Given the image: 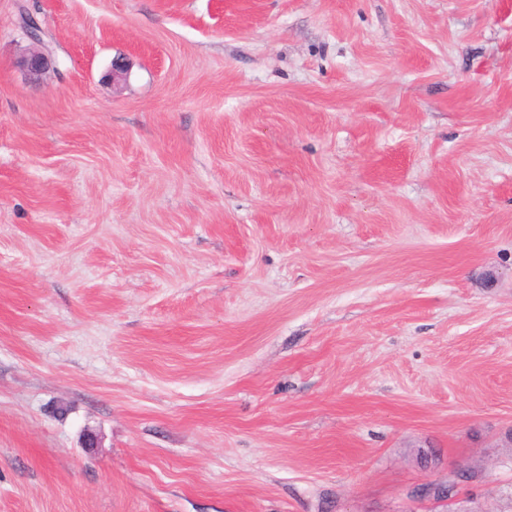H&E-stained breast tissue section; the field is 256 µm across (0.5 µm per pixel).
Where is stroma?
<instances>
[{
    "instance_id": "obj_1",
    "label": "stroma",
    "mask_w": 512,
    "mask_h": 512,
    "mask_svg": "<svg viewBox=\"0 0 512 512\" xmlns=\"http://www.w3.org/2000/svg\"><path fill=\"white\" fill-rule=\"evenodd\" d=\"M511 434L512 0H0V512H512ZM19 63L28 76L39 77L51 65V51L47 48L34 50L23 56Z\"/></svg>"
}]
</instances>
